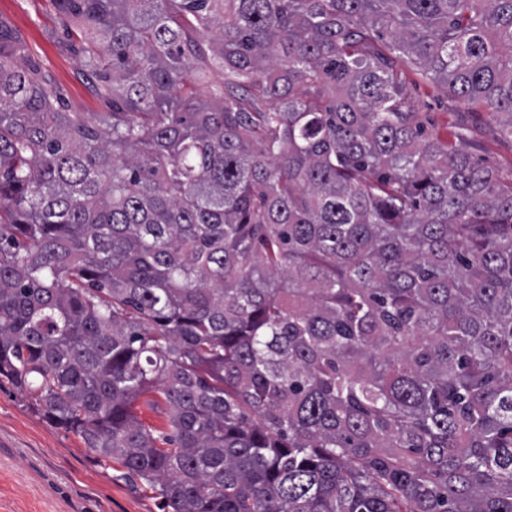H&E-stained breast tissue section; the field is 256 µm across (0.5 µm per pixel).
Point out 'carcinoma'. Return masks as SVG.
Masks as SVG:
<instances>
[{
  "instance_id": "carcinoma-1",
  "label": "carcinoma",
  "mask_w": 512,
  "mask_h": 512,
  "mask_svg": "<svg viewBox=\"0 0 512 512\" xmlns=\"http://www.w3.org/2000/svg\"><path fill=\"white\" fill-rule=\"evenodd\" d=\"M51 3L109 111L0 19V388L163 512H512V180L401 92L512 136V0ZM404 93L427 134L452 139L460 152L511 178L512 139L498 132V123L488 111L460 105L442 87L411 72L404 78ZM148 401H157L160 403V407L164 408L162 400L155 394H148L143 396L138 401L139 414L142 420L150 427L155 428L157 431L154 432L158 435L160 431L164 430L165 419L163 414L160 413L161 408L155 410L152 408Z\"/></svg>"
}]
</instances>
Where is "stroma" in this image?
<instances>
[{
  "mask_svg": "<svg viewBox=\"0 0 512 512\" xmlns=\"http://www.w3.org/2000/svg\"><path fill=\"white\" fill-rule=\"evenodd\" d=\"M0 17L27 41L35 64L59 87L67 112L103 106L65 37L49 0H0ZM404 93L427 134L512 176V139L486 110L467 107L436 83L406 74ZM0 512H161L155 494L120 463L104 462L78 436L50 426L27 398L0 388Z\"/></svg>",
  "mask_w": 512,
  "mask_h": 512,
  "instance_id": "1",
  "label": "stroma"
}]
</instances>
